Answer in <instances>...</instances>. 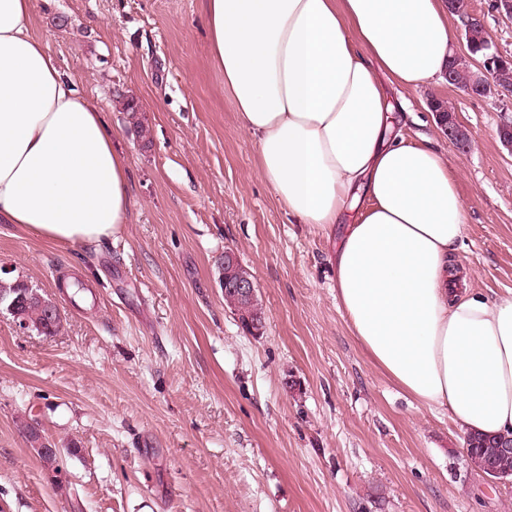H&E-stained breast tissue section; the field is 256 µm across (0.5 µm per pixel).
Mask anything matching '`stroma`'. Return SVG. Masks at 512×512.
Masks as SVG:
<instances>
[{"label": "stroma", "mask_w": 512, "mask_h": 512, "mask_svg": "<svg viewBox=\"0 0 512 512\" xmlns=\"http://www.w3.org/2000/svg\"><path fill=\"white\" fill-rule=\"evenodd\" d=\"M33 33L97 105L129 163L131 221L59 244L0 221V266L57 306L56 335L0 308V512H512V482L352 335L331 257L344 225L301 224L259 172L215 66L204 0H32ZM394 133L449 159L469 286L512 296V96L385 83ZM473 139L451 145L433 99ZM137 102L150 143L124 110ZM234 250L264 311L245 334L218 272ZM83 286L60 288L65 278ZM60 450L43 462L28 427Z\"/></svg>", "instance_id": "35a3bbf8"}]
</instances>
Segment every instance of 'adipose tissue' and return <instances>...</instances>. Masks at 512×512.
Segmentation results:
<instances>
[{"instance_id": "adipose-tissue-1", "label": "adipose tissue", "mask_w": 512, "mask_h": 512, "mask_svg": "<svg viewBox=\"0 0 512 512\" xmlns=\"http://www.w3.org/2000/svg\"><path fill=\"white\" fill-rule=\"evenodd\" d=\"M209 45L260 174L290 216L333 225L351 333L392 380L464 433L512 434V297L465 287L466 211L428 137L390 138L376 72L426 85L448 60L445 0H205ZM130 173L103 115L0 0V220L65 244L130 220Z\"/></svg>"}]
</instances>
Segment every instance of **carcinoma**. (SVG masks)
<instances>
[{"mask_svg":"<svg viewBox=\"0 0 512 512\" xmlns=\"http://www.w3.org/2000/svg\"><path fill=\"white\" fill-rule=\"evenodd\" d=\"M449 14L458 18L462 25H468L478 32L485 31L483 22L472 16L467 9V0H451ZM489 79L495 89L501 93H512V61H506L489 73ZM472 81V66L461 64L451 70L449 85L460 92H465ZM226 296L230 308H235L242 315L253 320L262 321V304L258 296L239 299L228 292ZM19 323H26L45 335L54 334L60 325V316L53 301L39 295L21 281L11 282L0 279V306ZM466 448L472 458L473 467L481 470L490 465L502 473L512 475V452H501L500 439L491 438L480 433H472L465 439Z\"/></svg>","mask_w":512,"mask_h":512,"instance_id":"carcinoma-1","label":"carcinoma"}]
</instances>
